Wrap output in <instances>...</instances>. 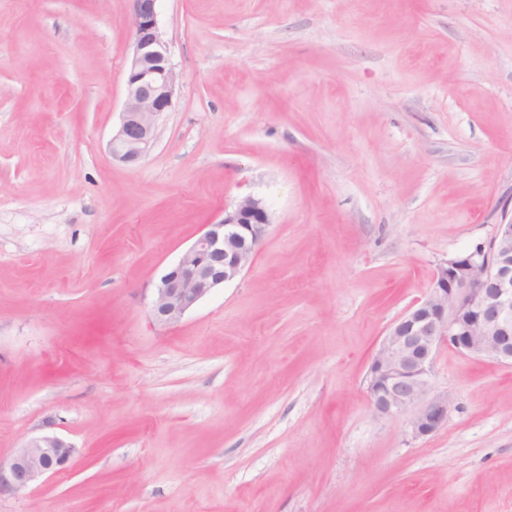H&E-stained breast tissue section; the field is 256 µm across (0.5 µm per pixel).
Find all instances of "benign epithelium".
I'll use <instances>...</instances> for the list:
<instances>
[{"label":"benign epithelium","mask_w":512,"mask_h":512,"mask_svg":"<svg viewBox=\"0 0 512 512\" xmlns=\"http://www.w3.org/2000/svg\"><path fill=\"white\" fill-rule=\"evenodd\" d=\"M132 52L125 71L121 122L112 159L134 164L149 150L157 121L173 102L179 75L158 21L157 0H131ZM273 225L265 200L246 196L217 223L204 225L193 244L161 277L151 301L159 325L178 323L216 289L240 277ZM448 343L474 356L512 364V221L495 225L487 249L457 254L435 270L429 296L387 329L373 356L367 391L378 416L411 413L416 437L448 421V395H429L435 350ZM77 449L58 436L32 437L0 468V495L21 494L67 470Z\"/></svg>","instance_id":"obj_1"}]
</instances>
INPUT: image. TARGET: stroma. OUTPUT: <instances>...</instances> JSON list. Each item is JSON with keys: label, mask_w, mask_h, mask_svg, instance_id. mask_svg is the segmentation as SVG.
Wrapping results in <instances>:
<instances>
[{"label": "stroma", "mask_w": 512, "mask_h": 512, "mask_svg": "<svg viewBox=\"0 0 512 512\" xmlns=\"http://www.w3.org/2000/svg\"><path fill=\"white\" fill-rule=\"evenodd\" d=\"M181 81L109 143L131 0H0V512H512V366L444 345L417 437L369 406L390 324L512 220V0H158ZM246 195L251 266L157 325L152 290ZM77 449L58 436L32 437L17 448L9 466L0 468V495L21 494L67 470Z\"/></svg>", "instance_id": "stroma-1"}]
</instances>
